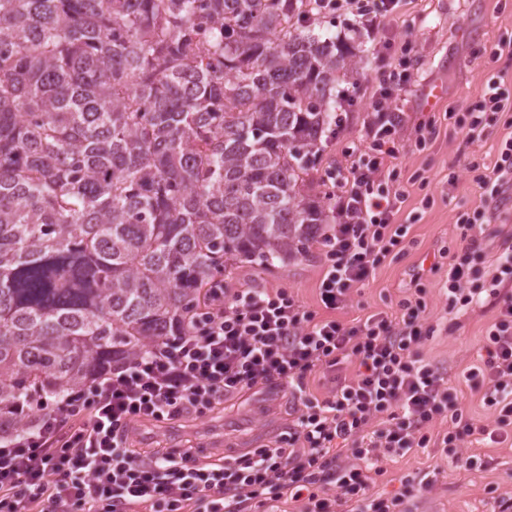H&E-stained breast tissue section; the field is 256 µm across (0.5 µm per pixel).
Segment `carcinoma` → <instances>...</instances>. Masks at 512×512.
<instances>
[{
    "mask_svg": "<svg viewBox=\"0 0 512 512\" xmlns=\"http://www.w3.org/2000/svg\"><path fill=\"white\" fill-rule=\"evenodd\" d=\"M311 2L0 0V422L332 223L311 172L358 61Z\"/></svg>",
    "mask_w": 512,
    "mask_h": 512,
    "instance_id": "carcinoma-1",
    "label": "carcinoma"
}]
</instances>
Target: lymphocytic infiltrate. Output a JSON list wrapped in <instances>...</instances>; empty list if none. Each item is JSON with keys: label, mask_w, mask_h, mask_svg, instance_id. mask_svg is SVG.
<instances>
[{"label": "lymphocytic infiltrate", "mask_w": 512, "mask_h": 512, "mask_svg": "<svg viewBox=\"0 0 512 512\" xmlns=\"http://www.w3.org/2000/svg\"><path fill=\"white\" fill-rule=\"evenodd\" d=\"M396 0H318L321 12L342 7L362 29L376 31ZM406 70L380 82L373 149L354 148L341 183L333 223L323 225L326 249L318 291L330 315L317 317L288 289L231 288L215 279L191 325L100 373L60 403L40 407L31 428L7 432L0 445V512H245L273 505L284 494L299 512H408L428 480H406L393 495L371 490L382 456L433 446L470 471L487 468L468 444L512 436V250L484 263L477 224L463 220L461 243L448 255L442 290L449 313L491 304L486 357L467 379L482 392L492 422L469 418L447 377L420 347L433 329L422 299L400 301L398 316L377 313L347 324L332 311L346 308L354 288L373 279L392 253H405V225L394 215L401 191L380 186L379 150L397 151L401 115L386 111L405 90ZM512 101L488 79L480 104L454 124L467 142L486 140ZM491 174L479 176L490 198L512 190V137L496 144ZM353 380L338 378L343 364ZM333 375L325 398L306 392L315 371ZM288 383L301 408L287 446L254 448L231 461L201 463L190 452L144 453L131 448L135 426L199 418L226 397L263 385ZM448 415L447 433L429 424Z\"/></svg>", "instance_id": "f902f5d3"}]
</instances>
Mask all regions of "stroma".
<instances>
[{
  "label": "stroma",
  "instance_id": "stroma-1",
  "mask_svg": "<svg viewBox=\"0 0 512 512\" xmlns=\"http://www.w3.org/2000/svg\"><path fill=\"white\" fill-rule=\"evenodd\" d=\"M509 40L512 0H398L377 32L363 40L359 71L339 78L336 89L347 93L351 103L342 112V122L316 172L330 194L340 192L339 183L352 161L351 148L372 145L368 125L375 114L371 102L382 73L397 64L399 57L412 59V83L393 95L392 109L402 112L407 127L419 118H432L436 131L422 148L412 136L401 134L398 157H384L383 172L394 173L395 186L405 195L394 221L408 227L407 250L387 259L368 285L354 289L349 305L337 311V319L350 323L377 312L391 314L401 300L414 298L408 288L410 268L439 249L458 246L461 214L486 211L489 221L483 226L482 246L488 257L512 245V200L493 209L488 194L465 168L469 161L483 169L494 166L497 154L491 144L512 136V112L500 113L486 143H466L448 118L449 113H465L477 104L488 77H497L506 93L512 94V54L502 53L494 62L489 59L498 43ZM437 87L444 97L429 105L428 96ZM324 266L325 250L315 241L288 267L240 264L225 272L224 281L231 288L288 289L316 312L320 309L317 285ZM447 275L443 267L423 282L427 323L434 333L423 343L421 353L456 388L466 414L485 424L489 414L466 374L481 361L486 330L497 310L489 305L477 307L451 321L441 290ZM299 407L287 385H269L225 399L223 407L195 421L180 418L138 426L133 440L136 447L147 450L190 448L205 460H232L246 449L287 439ZM472 449L488 460L485 470L469 471L441 457L437 449L416 448L385 460L372 489L392 493L400 489L403 479L426 476L432 485L411 502L412 512H491L488 488L512 494V439L486 440L473 444Z\"/></svg>",
  "mask_w": 512,
  "mask_h": 512
}]
</instances>
